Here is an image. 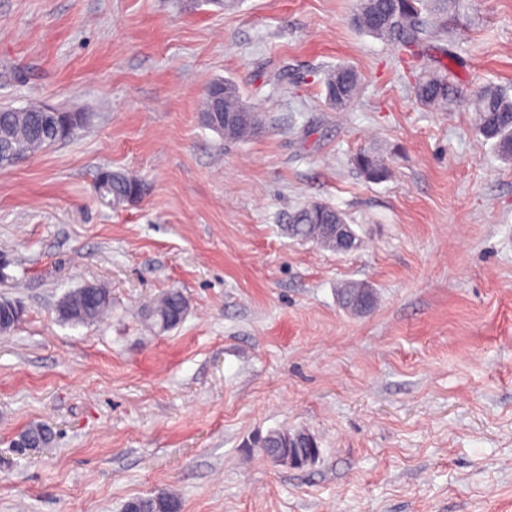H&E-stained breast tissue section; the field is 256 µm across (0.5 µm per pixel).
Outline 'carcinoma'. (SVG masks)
Segmentation results:
<instances>
[{
    "instance_id": "obj_1",
    "label": "carcinoma",
    "mask_w": 512,
    "mask_h": 512,
    "mask_svg": "<svg viewBox=\"0 0 512 512\" xmlns=\"http://www.w3.org/2000/svg\"><path fill=\"white\" fill-rule=\"evenodd\" d=\"M464 0H359L351 21L360 31L388 42L394 51L415 63L418 70L413 85L416 100L423 106L446 108L448 104L462 98V91L453 80V71L445 59L458 57L452 51L435 58L429 54L431 30L428 19L422 15L427 11L442 18V29L457 20L459 7ZM324 87L328 104L338 111L346 109L358 96L361 79L357 71L348 64L329 70L324 76ZM469 105L476 116V131L494 146L502 159L512 161V96L507 90L493 84L471 90ZM224 125L219 133L229 140H240L253 135L261 126V114L247 106L237 85L224 81ZM0 142H20L28 153L34 154L44 147L58 142L50 130L45 114L31 115L25 112H0ZM353 164L371 182L388 178L389 169L384 157L371 148L355 154ZM98 181L107 183L102 190L95 187L97 195L105 201L122 205L131 192L145 195L146 185L138 178L122 171L106 170ZM352 239L355 247L362 245V238L347 223L346 215L325 203L314 202L294 209L288 216L283 230L288 238L298 243H313L328 250L336 247V225ZM338 297L347 308L361 309L372 301V293L364 284L354 281L343 283ZM112 298L104 288L93 291L79 288L66 295L60 302L63 322L72 326L99 321L111 308ZM188 308L182 291L171 288L146 308L145 315L157 328L176 327L184 318ZM298 432L281 429L259 437L253 442L255 448H269L288 453L286 437H297ZM139 512H180L177 498L169 494H158L133 499Z\"/></svg>"
}]
</instances>
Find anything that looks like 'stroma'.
I'll use <instances>...</instances> for the list:
<instances>
[{"instance_id":"1","label":"stroma","mask_w":512,"mask_h":512,"mask_svg":"<svg viewBox=\"0 0 512 512\" xmlns=\"http://www.w3.org/2000/svg\"><path fill=\"white\" fill-rule=\"evenodd\" d=\"M449 35L461 85L512 86V0H475ZM356 0H0V107L90 113L70 140L0 168V512H123L167 493L181 512H512V165L468 102L420 105L392 47L356 30ZM356 68L339 112L322 84ZM265 129L204 126L215 80ZM376 145L389 177L351 165ZM147 185L115 210L101 169ZM312 201L361 247L283 233ZM368 284L363 314L336 297ZM106 288L112 310L60 321ZM170 288L176 328L142 306ZM44 425L37 448L15 442ZM314 435L292 469L252 442ZM323 83L328 104L338 111L346 109L358 96L361 88L359 74L348 64L329 70ZM112 298L104 288H79L66 295L60 302L63 322L72 326L98 322L111 308ZM188 308L182 291L171 288L146 308L145 315L159 330L163 326L176 327L184 318ZM288 433L292 438H296L298 435V431H288V429H281L278 431H274L268 433L264 437H259L253 442V447L259 448L260 451L268 458H271L277 463L286 464L288 463L289 468H301L308 465H311L316 460V448H317V457L320 454L319 445L316 438L310 433H305L308 435L309 441L304 442L303 446L308 448V452L299 453L297 448H288ZM287 437V438H286ZM287 439V440H286ZM270 448L273 451H278V453L288 454V459L282 458L277 459L267 450Z\"/></svg>"}]
</instances>
